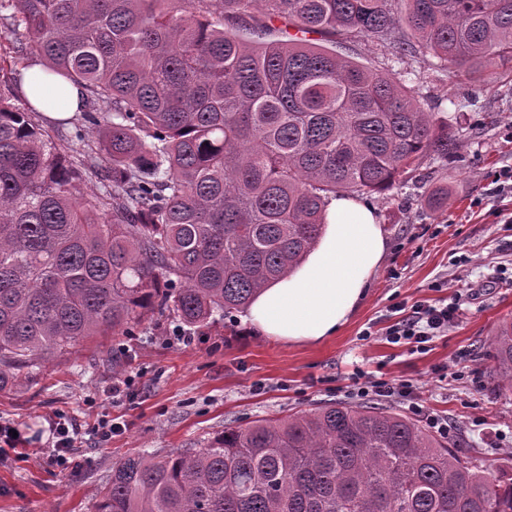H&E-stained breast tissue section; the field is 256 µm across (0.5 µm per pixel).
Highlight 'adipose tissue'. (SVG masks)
Listing matches in <instances>:
<instances>
[{
  "label": "adipose tissue",
  "instance_id": "1",
  "mask_svg": "<svg viewBox=\"0 0 512 512\" xmlns=\"http://www.w3.org/2000/svg\"><path fill=\"white\" fill-rule=\"evenodd\" d=\"M326 219L306 260L263 289L243 314L255 332L282 342L318 343L343 328L365 296L386 251L373 209L338 197Z\"/></svg>",
  "mask_w": 512,
  "mask_h": 512
}]
</instances>
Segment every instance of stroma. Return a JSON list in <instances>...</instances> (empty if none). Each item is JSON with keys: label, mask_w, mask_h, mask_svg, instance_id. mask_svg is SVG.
Wrapping results in <instances>:
<instances>
[{"label": "stroma", "mask_w": 512, "mask_h": 512, "mask_svg": "<svg viewBox=\"0 0 512 512\" xmlns=\"http://www.w3.org/2000/svg\"><path fill=\"white\" fill-rule=\"evenodd\" d=\"M423 106L452 115L451 100L472 101L496 123L473 129L461 162L425 161L406 183L369 196L386 238L385 255L349 322L318 343L268 339L240 312L176 340L179 322L157 314L132 322L128 335L96 336L46 361L26 385L0 391V418L13 421L31 447L45 444L62 415L81 443L65 466L0 455V512H95L97 497L121 457L198 448L225 426L285 418L325 403L366 405L356 379H410L415 395L447 418L457 449L481 467H512V392L495 390L490 340L512 320V196L497 176L512 167V94L501 82L470 87L423 62ZM448 187V208L425 205L432 185ZM455 309L447 335L420 351L389 343L387 327L416 302ZM128 381L125 392L112 387ZM122 429L101 439L102 419Z\"/></svg>", "instance_id": "1"}]
</instances>
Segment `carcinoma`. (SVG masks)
Returning a JSON list of instances; mask_svg holds the SVG:
<instances>
[{"mask_svg":"<svg viewBox=\"0 0 512 512\" xmlns=\"http://www.w3.org/2000/svg\"><path fill=\"white\" fill-rule=\"evenodd\" d=\"M1 20L16 45L0 78L33 56L81 87L59 123L78 140L95 126L98 150L65 154L0 94V390L135 318L200 329L247 308L313 248L331 199L461 160L408 58L475 83L512 62V0H0ZM309 34L364 37L399 69ZM91 174L102 191L83 192ZM491 346L512 391L511 321ZM96 512H512V470L485 473L405 415L328 403L125 456Z\"/></svg>","mask_w":512,"mask_h":512,"instance_id":"obj_1","label":"carcinoma"}]
</instances>
